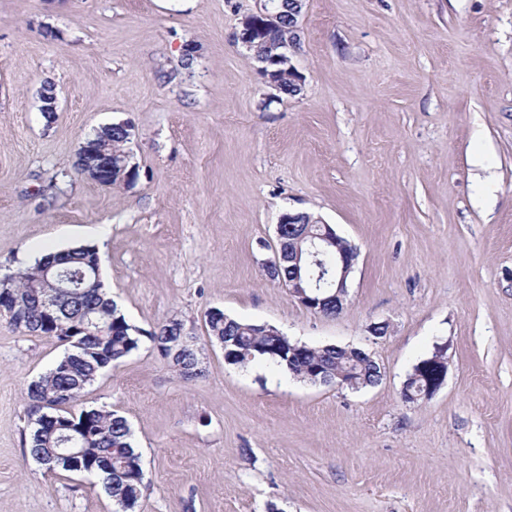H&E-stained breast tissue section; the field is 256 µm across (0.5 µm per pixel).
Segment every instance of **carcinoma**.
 I'll use <instances>...</instances> for the list:
<instances>
[{"instance_id": "obj_1", "label": "carcinoma", "mask_w": 512, "mask_h": 512, "mask_svg": "<svg viewBox=\"0 0 512 512\" xmlns=\"http://www.w3.org/2000/svg\"><path fill=\"white\" fill-rule=\"evenodd\" d=\"M283 18L280 27L263 35V41L250 49L253 57H267L272 52L280 53L288 45L291 23L288 22V5L291 0H279ZM131 129L119 125L112 127L108 135L95 134L90 142L96 150L112 163L113 179L117 182L123 166L130 164L126 145L130 142ZM320 224H281L276 230L277 239L291 241L303 234H319ZM93 247H78L62 253L49 255L33 266L7 275L15 295L23 304L21 319L9 317L15 328L30 334L55 336L62 340L77 330L71 319L76 312H88L97 320L99 327L107 329L100 335L96 327L82 332L84 351L63 356L54 366L30 383L26 399L30 407L41 402L58 406L63 415L88 431L83 444L84 453L78 462L84 467H94V474L101 477L105 492L122 509L130 512L137 505L142 491L144 473L141 456L132 443V432L127 419L115 411L104 408H81L79 402L100 371L105 367L117 366L139 347L140 330L131 325L118 305L106 298L101 274L94 273ZM336 266V245H329L318 256V263L306 265L304 276L315 277L322 269ZM54 272L66 271L78 279L80 287L58 298L56 316L44 320L37 311L36 286L42 281L46 269ZM209 335L225 348L233 351L227 363L246 366L255 360L273 362L280 369L302 381H312L315 369L336 383L340 378L354 379L364 387L376 386L381 382L378 366L363 361L353 348L324 345L308 346L293 342L277 328L267 329L262 324L236 320L225 314L208 316ZM149 339L162 356L170 357L172 344L176 340L169 321L156 324L149 333ZM195 344L180 346L174 362L179 374L191 379L200 374ZM61 432L51 426L31 424L28 441L30 456L41 461L60 451Z\"/></svg>"}]
</instances>
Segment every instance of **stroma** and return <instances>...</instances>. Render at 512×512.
Segmentation results:
<instances>
[{
  "mask_svg": "<svg viewBox=\"0 0 512 512\" xmlns=\"http://www.w3.org/2000/svg\"><path fill=\"white\" fill-rule=\"evenodd\" d=\"M263 6L0 0V277L37 246H93L131 324L193 336L198 378L145 336L84 393L130 425L134 512H512V0H305L294 97L235 39ZM113 123L137 176L107 187L74 161ZM295 210L358 250L336 317L263 272ZM213 308L363 348L384 378L351 391L228 364ZM66 350L0 315V512L117 510L98 478L28 453L26 388ZM439 350L442 387L403 403Z\"/></svg>",
  "mask_w": 512,
  "mask_h": 512,
  "instance_id": "stroma-1",
  "label": "stroma"
}]
</instances>
